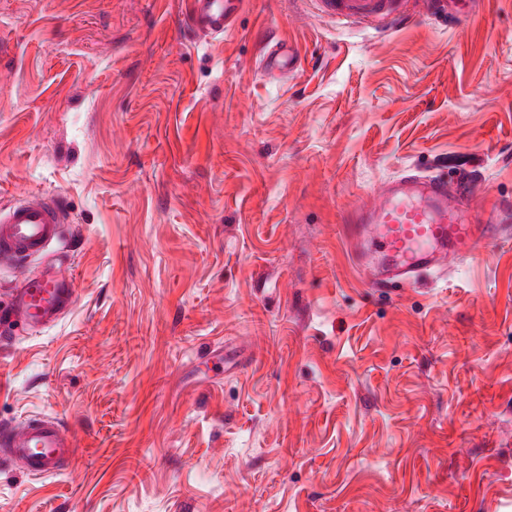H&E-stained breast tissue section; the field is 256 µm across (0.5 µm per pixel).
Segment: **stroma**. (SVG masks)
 I'll return each instance as SVG.
<instances>
[{
	"mask_svg": "<svg viewBox=\"0 0 512 512\" xmlns=\"http://www.w3.org/2000/svg\"><path fill=\"white\" fill-rule=\"evenodd\" d=\"M190 9L0 0V208L58 201L78 294L0 328V425L77 443L45 478L0 449V512H512V238L394 292L343 239L408 168L512 200V0ZM247 0H191V15L196 29L222 35L234 27ZM320 12L336 22H351L374 27L395 28L418 16L443 15L452 21L468 16L462 5L474 0H314ZM414 5L413 10L408 4Z\"/></svg>",
	"mask_w": 512,
	"mask_h": 512,
	"instance_id": "1",
	"label": "stroma"
}]
</instances>
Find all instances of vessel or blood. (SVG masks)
<instances>
[{
    "label": "vessel or blood",
    "mask_w": 512,
    "mask_h": 512,
    "mask_svg": "<svg viewBox=\"0 0 512 512\" xmlns=\"http://www.w3.org/2000/svg\"><path fill=\"white\" fill-rule=\"evenodd\" d=\"M247 0H191L196 29L221 35L234 27ZM474 0H314L336 22L395 28L413 17H467ZM471 196L451 197L447 182L429 175L404 174L378 189L371 200L351 209L347 232L353 258L373 288L409 287L426 272L470 255L493 242L490 226L508 202L488 203V221L476 223ZM63 219L55 199L37 198L0 211V264H16L47 253L59 240ZM76 301L66 267L47 263L42 272L15 288L5 319L27 328L57 324ZM0 446L39 475L55 474L76 451L73 436L58 421L32 417L0 431Z\"/></svg>",
    "instance_id": "vessel-or-blood-1"
}]
</instances>
